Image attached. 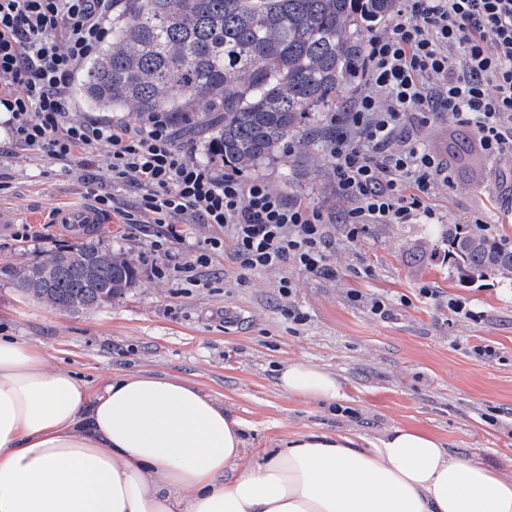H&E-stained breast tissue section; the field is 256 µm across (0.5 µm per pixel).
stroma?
<instances>
[{
    "instance_id": "1",
    "label": "stroma",
    "mask_w": 512,
    "mask_h": 512,
    "mask_svg": "<svg viewBox=\"0 0 512 512\" xmlns=\"http://www.w3.org/2000/svg\"><path fill=\"white\" fill-rule=\"evenodd\" d=\"M100 145L70 173L44 152L9 141L0 128V264L24 265L77 243L51 223L60 207L93 203L113 192L119 208L136 191L116 187ZM319 145L303 162L293 157L245 172L273 189L325 209L336 187ZM438 224H371L351 241L344 225L330 227L329 262L335 276H310L288 267L242 270L232 252L200 269V286L186 288L151 273V247L166 228L100 225L92 243L126 252L137 279L125 293L81 314L67 315L0 279V336L39 347L50 366L96 387L106 376L133 372L179 375L220 396L245 422L250 449L272 448L289 434L329 433L377 440L396 427L441 438L461 457L512 470V279H460L445 254L444 228L486 222L489 234L512 238V166L494 164L487 181L461 174L433 200ZM292 277L290 296L279 292ZM431 289L423 297L422 289ZM383 298L384 314L370 300ZM468 303L473 317L453 313L449 300ZM299 308L306 320L289 317ZM304 361L337 377L333 402H303L278 384L286 363Z\"/></svg>"
}]
</instances>
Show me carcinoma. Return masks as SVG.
<instances>
[{
    "instance_id": "carcinoma-1",
    "label": "carcinoma",
    "mask_w": 512,
    "mask_h": 512,
    "mask_svg": "<svg viewBox=\"0 0 512 512\" xmlns=\"http://www.w3.org/2000/svg\"><path fill=\"white\" fill-rule=\"evenodd\" d=\"M394 0H112L106 47L82 70L79 90L103 112H210L220 107L214 159L237 171L293 148L306 153V120L334 110L353 81L363 33ZM442 241L469 280L512 273V240L473 224ZM136 265L93 243L67 245L0 278L55 308H98L131 287Z\"/></svg>"
}]
</instances>
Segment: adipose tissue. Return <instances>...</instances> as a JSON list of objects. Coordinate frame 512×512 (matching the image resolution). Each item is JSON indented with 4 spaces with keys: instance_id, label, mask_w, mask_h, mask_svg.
<instances>
[{
    "instance_id": "adipose-tissue-1",
    "label": "adipose tissue",
    "mask_w": 512,
    "mask_h": 512,
    "mask_svg": "<svg viewBox=\"0 0 512 512\" xmlns=\"http://www.w3.org/2000/svg\"><path fill=\"white\" fill-rule=\"evenodd\" d=\"M289 396L333 401L335 376L285 366ZM223 400L178 376L98 388L0 338V512H512V474L397 427L372 444L294 434L248 453Z\"/></svg>"
}]
</instances>
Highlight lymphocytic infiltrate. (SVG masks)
<instances>
[{
	"mask_svg": "<svg viewBox=\"0 0 512 512\" xmlns=\"http://www.w3.org/2000/svg\"><path fill=\"white\" fill-rule=\"evenodd\" d=\"M112 0H0V112L18 145L71 172L99 145L113 184L138 191L127 223L169 225L154 240L157 278L196 287L198 269L232 249L240 266H289L330 276L329 227L354 240L370 224H435L440 186L472 162L512 159V0H396L387 28L364 40L345 106L327 113L323 150L344 202L331 212L287 199L265 181H243L179 146L171 118L139 124L66 117L76 74L102 49ZM447 123V151L421 133ZM210 225L192 259L173 253L181 224Z\"/></svg>",
	"mask_w": 512,
	"mask_h": 512,
	"instance_id": "1",
	"label": "lymphocytic infiltrate"
}]
</instances>
